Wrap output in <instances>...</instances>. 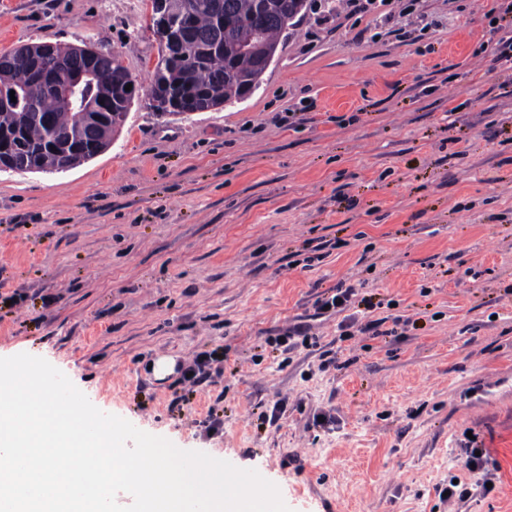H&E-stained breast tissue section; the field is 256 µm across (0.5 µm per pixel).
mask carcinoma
<instances>
[{"label": "carcinoma", "mask_w": 512, "mask_h": 512, "mask_svg": "<svg viewBox=\"0 0 512 512\" xmlns=\"http://www.w3.org/2000/svg\"><path fill=\"white\" fill-rule=\"evenodd\" d=\"M270 2L269 19L258 25L255 0H165L168 12L187 18L190 37L161 49L150 90L154 110L177 116L178 111H167L161 104L187 99L191 111L205 112L258 88L263 55L279 45V36L307 9L309 0ZM42 47V43L23 45L32 55L26 65L0 53V136L12 141L0 171L63 172L91 160L110 147L134 102L135 95L125 90L130 73L121 54L84 43L66 47L65 71L110 72L112 77L88 88L85 106L68 105L39 79L42 67L51 64ZM59 138L84 144L85 151L76 159L50 149L49 143Z\"/></svg>", "instance_id": "cac0c4a2"}]
</instances>
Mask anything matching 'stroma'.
<instances>
[{
  "label": "stroma",
  "mask_w": 512,
  "mask_h": 512,
  "mask_svg": "<svg viewBox=\"0 0 512 512\" xmlns=\"http://www.w3.org/2000/svg\"><path fill=\"white\" fill-rule=\"evenodd\" d=\"M494 5L315 0L247 99L159 117L150 0H0V52L87 41L122 51L138 87L104 153L0 172V357L44 358L101 411L258 471L291 512H512V64ZM337 286L389 335L342 338L315 310ZM294 325L316 345H267ZM216 347L223 378L173 404L180 375L157 359ZM470 445L496 465L485 496ZM453 477L473 494L442 504Z\"/></svg>",
  "instance_id": "1"
}]
</instances>
